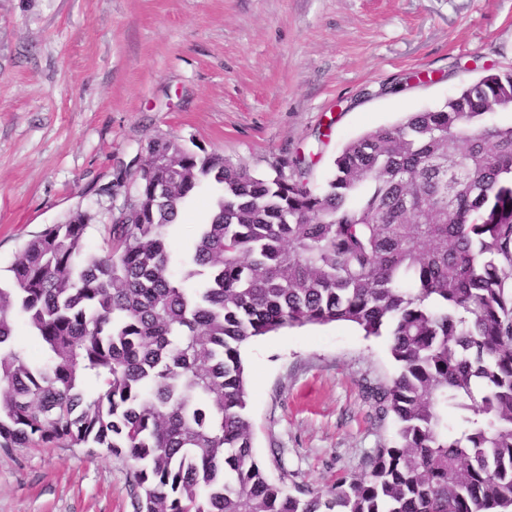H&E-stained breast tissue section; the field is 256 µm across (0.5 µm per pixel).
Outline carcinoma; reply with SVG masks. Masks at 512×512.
Masks as SVG:
<instances>
[{"mask_svg":"<svg viewBox=\"0 0 512 512\" xmlns=\"http://www.w3.org/2000/svg\"><path fill=\"white\" fill-rule=\"evenodd\" d=\"M512 71L345 145L324 188L298 155L256 176L155 137L104 246L53 224L0 281V448H101L135 463V512H512ZM292 168V174L285 168ZM210 222L169 273L203 186ZM387 332L368 391L397 423L324 492L254 456L242 346L286 325ZM38 344L15 345L19 325ZM454 425H448V414Z\"/></svg>","mask_w":512,"mask_h":512,"instance_id":"carcinoma-1","label":"carcinoma"}]
</instances>
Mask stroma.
<instances>
[{"instance_id":"obj_1","label":"stroma","mask_w":512,"mask_h":512,"mask_svg":"<svg viewBox=\"0 0 512 512\" xmlns=\"http://www.w3.org/2000/svg\"><path fill=\"white\" fill-rule=\"evenodd\" d=\"M512 70V0H0V270L78 209L103 244L102 194L151 138L257 174L436 109L485 68ZM211 209L172 236L184 258ZM254 451L271 477L330 488L392 445L365 383L397 373L388 336L333 322L242 348ZM133 463L99 448H0V512H134Z\"/></svg>"}]
</instances>
